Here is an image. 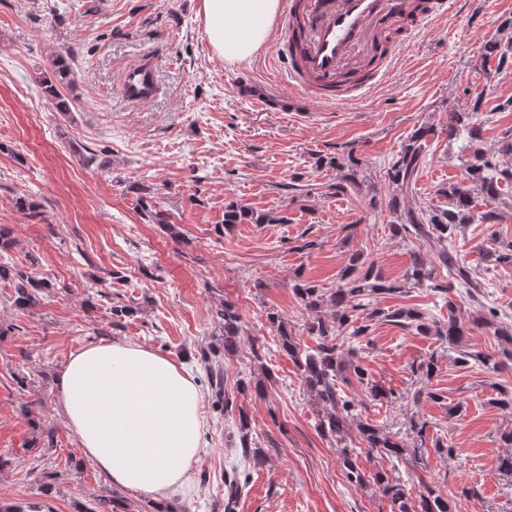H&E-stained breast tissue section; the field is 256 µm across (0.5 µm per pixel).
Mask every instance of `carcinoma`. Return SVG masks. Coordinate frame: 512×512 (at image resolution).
I'll return each instance as SVG.
<instances>
[{
	"mask_svg": "<svg viewBox=\"0 0 512 512\" xmlns=\"http://www.w3.org/2000/svg\"><path fill=\"white\" fill-rule=\"evenodd\" d=\"M483 50L489 57H498V67L512 65V40L504 47L499 42H492L484 46ZM54 73L56 81H43L44 93L55 102L58 111L68 113L69 101L57 87L59 83L72 84L71 65L67 58L60 56L55 60ZM482 104L483 94L480 93L465 108L448 113V136L452 137L460 129L468 127L473 138H478L479 132L471 125V120L473 114L480 111ZM433 132L434 124H421L393 157L386 176L398 194L391 196L386 207L393 216L392 224L389 225L391 236L410 243L434 241L441 246L436 257H426L420 248L411 251L410 264L402 279L392 280L385 277L376 261L364 258L361 252H354L340 271L336 287L329 291L309 281L297 280L293 285V293L309 314L306 332L317 341L316 347L311 350L302 348L295 341L292 332L288 331L287 323L279 314L268 315L270 324L280 338L282 350L295 364L304 385L316 400L319 408L318 430L336 440L347 481L356 487L373 483L391 502L393 512H456V503L454 497L445 496L427 484L422 485V489L413 495L400 478L385 471H376L368 476L360 468L358 460L365 450L397 460L408 454L416 462H426L427 423L410 421L411 435L418 439V443L409 448L382 426L362 420L361 411L365 407L363 400L348 394L344 387L351 386L355 381L366 388L367 398L373 401H389L395 398V393L371 381L367 370L355 361V351L343 352L339 339L356 341L367 335L373 324L386 322L412 328L423 336L436 337L456 352V362L461 365L472 362L493 373L512 365V325L501 321L497 309L493 307L468 323L463 322L459 315L458 300L451 296L447 300L448 321L443 323L415 308L399 307L392 310L371 307L374 298L403 294L409 286L429 287L441 293L461 288L468 300L477 302L480 299L483 288L481 281L469 266L448 249V242L452 241L462 225L475 217L485 224H495L499 220V214L495 211H484L477 216L473 211L477 196L495 200L504 194L503 184H512V167L498 161L500 156L512 158V132L506 134V142L497 151L488 154L477 150V163L470 165L467 171L468 184H452L443 190V194L449 198L448 208L406 205L401 197L409 195L416 186L426 155L428 137ZM362 163L363 160L356 157L351 149L320 159V165L336 170V181L322 184L320 188L326 194H350L361 185L358 175ZM139 207L142 218L147 222L164 223L161 212L156 210L157 203L148 200V197L140 196ZM276 222L286 223L288 217L277 213H257L236 202L225 207L222 228L228 230L235 224ZM486 257L496 264L512 267V240L491 238ZM442 268L448 270V284L444 286L437 283V271ZM2 278L10 279L13 305L21 311L39 306L42 302L41 293L52 287L48 279L35 278L16 264H0ZM217 316L224 332V351L231 352L236 348L242 330L241 316L227 302L224 308L217 311ZM473 325L493 331L500 346L499 354L488 355L467 347L466 336ZM410 370L418 381L425 384L438 371V360L431 355L411 365ZM353 427L358 431L356 442L348 435ZM102 512H132V509L123 496L114 492L105 499Z\"/></svg>",
	"mask_w": 512,
	"mask_h": 512,
	"instance_id": "1",
	"label": "carcinoma"
}]
</instances>
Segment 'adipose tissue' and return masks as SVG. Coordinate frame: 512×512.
Returning <instances> with one entry per match:
<instances>
[{
	"label": "adipose tissue",
	"instance_id": "1",
	"mask_svg": "<svg viewBox=\"0 0 512 512\" xmlns=\"http://www.w3.org/2000/svg\"><path fill=\"white\" fill-rule=\"evenodd\" d=\"M280 0H202L218 58L248 63L266 45ZM57 402L85 454L134 493L182 485L201 444L193 377L140 344L113 341L72 354L57 378Z\"/></svg>",
	"mask_w": 512,
	"mask_h": 512
}]
</instances>
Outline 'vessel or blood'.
I'll return each instance as SVG.
<instances>
[{
	"label": "vessel or blood",
	"mask_w": 512,
	"mask_h": 512,
	"mask_svg": "<svg viewBox=\"0 0 512 512\" xmlns=\"http://www.w3.org/2000/svg\"><path fill=\"white\" fill-rule=\"evenodd\" d=\"M463 0H433L426 12L413 0H283L277 44L292 89L289 103L307 98L331 106L366 94L401 57L388 33L408 26L411 37L434 20L459 12ZM158 90L152 67L129 68L121 93L146 102Z\"/></svg>",
	"instance_id": "b4317fda"
}]
</instances>
